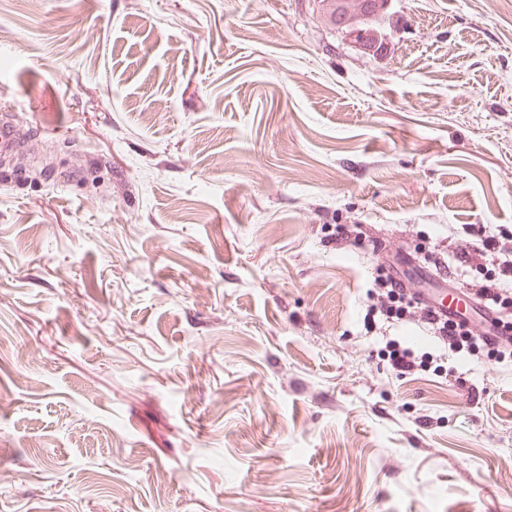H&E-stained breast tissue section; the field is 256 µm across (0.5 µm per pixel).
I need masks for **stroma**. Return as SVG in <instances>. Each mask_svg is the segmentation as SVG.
Here are the masks:
<instances>
[{"label":"stroma","instance_id":"obj_1","mask_svg":"<svg viewBox=\"0 0 512 512\" xmlns=\"http://www.w3.org/2000/svg\"><path fill=\"white\" fill-rule=\"evenodd\" d=\"M389 14L0 0V512H512V357L369 311L512 240V0ZM372 2H361L355 7L352 15L349 10L346 13L342 10V4L336 3V28L342 32L345 39L355 48L365 54L382 56L389 49V37L374 39L371 34V21L377 18L382 19L387 15L392 0H368ZM385 356H387L390 365L398 375L406 376L415 374L419 371H425L426 362L424 355L418 357L408 347H402L394 340L386 343Z\"/></svg>","mask_w":512,"mask_h":512}]
</instances>
